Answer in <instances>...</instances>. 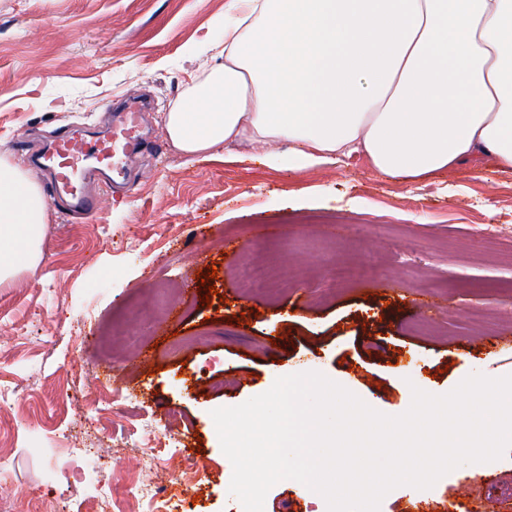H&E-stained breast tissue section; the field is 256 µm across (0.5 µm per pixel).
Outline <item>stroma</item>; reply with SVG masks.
<instances>
[{"mask_svg": "<svg viewBox=\"0 0 512 512\" xmlns=\"http://www.w3.org/2000/svg\"><path fill=\"white\" fill-rule=\"evenodd\" d=\"M224 2L0 0L1 160L34 173L32 152L58 132L90 138L112 105H145L127 184L96 180L101 206L80 218L48 205L35 265L0 284V383L13 390L0 512H113L100 483L137 477L152 451L162 512H240L212 410L318 371L399 415L412 387L443 395L473 373L512 374V173L469 160L407 181L360 156L273 168L258 144L193 161L172 148L165 114L213 65ZM210 265L226 300L207 307L197 274ZM247 265L286 286L246 291ZM121 317L137 348L104 342ZM498 337L507 345L486 346ZM78 448L103 449L98 479H76ZM190 469L185 493L175 478ZM488 476L512 498V450L426 490L397 487L380 512H472ZM264 512L327 506L287 479Z\"/></svg>", "mask_w": 512, "mask_h": 512, "instance_id": "35a3bbf8", "label": "stroma"}]
</instances>
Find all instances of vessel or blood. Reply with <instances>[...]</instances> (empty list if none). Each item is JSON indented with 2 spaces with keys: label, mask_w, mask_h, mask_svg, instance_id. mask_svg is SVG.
Here are the masks:
<instances>
[{
  "label": "vessel or blood",
  "mask_w": 512,
  "mask_h": 512,
  "mask_svg": "<svg viewBox=\"0 0 512 512\" xmlns=\"http://www.w3.org/2000/svg\"><path fill=\"white\" fill-rule=\"evenodd\" d=\"M136 120L134 110L125 111L113 129L92 145L74 136L60 137L37 164L38 170L52 176V201L84 212L96 210L98 201L91 196L88 186L112 174L131 145L129 131Z\"/></svg>",
  "instance_id": "1"
}]
</instances>
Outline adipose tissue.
Here are the masks:
<instances>
[{"label": "adipose tissue", "instance_id": "adipose-tissue-1", "mask_svg": "<svg viewBox=\"0 0 512 512\" xmlns=\"http://www.w3.org/2000/svg\"><path fill=\"white\" fill-rule=\"evenodd\" d=\"M216 56L166 116L187 158L285 140L269 166L362 155L417 181L484 156L512 172V0H227ZM45 211L0 161V282L36 260Z\"/></svg>", "mask_w": 512, "mask_h": 512}]
</instances>
